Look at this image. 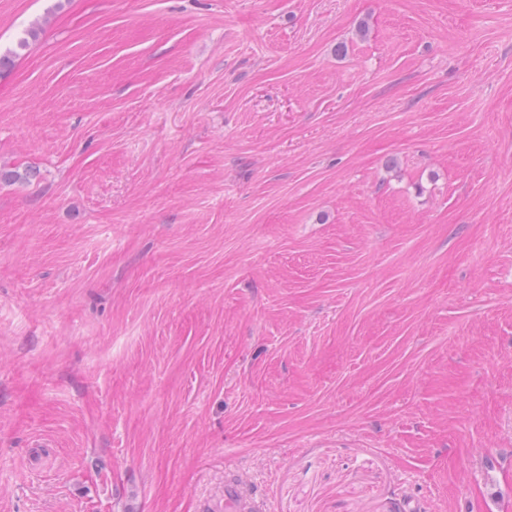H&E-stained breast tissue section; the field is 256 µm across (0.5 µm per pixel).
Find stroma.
<instances>
[{
    "instance_id": "35a3bbf8",
    "label": "stroma",
    "mask_w": 512,
    "mask_h": 512,
    "mask_svg": "<svg viewBox=\"0 0 512 512\" xmlns=\"http://www.w3.org/2000/svg\"><path fill=\"white\" fill-rule=\"evenodd\" d=\"M0 512H512V0H0ZM43 31V24L39 21L33 22L26 31V37L21 38L16 43V48L10 50L7 54L0 56V75L8 72L12 67L15 58L21 55L30 44V40L36 41L39 34Z\"/></svg>"
}]
</instances>
